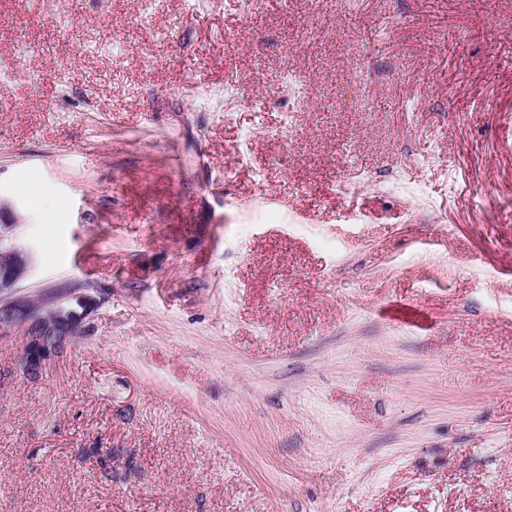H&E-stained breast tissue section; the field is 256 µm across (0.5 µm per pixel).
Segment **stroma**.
<instances>
[{"instance_id": "1", "label": "stroma", "mask_w": 512, "mask_h": 512, "mask_svg": "<svg viewBox=\"0 0 512 512\" xmlns=\"http://www.w3.org/2000/svg\"><path fill=\"white\" fill-rule=\"evenodd\" d=\"M0 198V512H512V0H0ZM8 202L0 201V336H21L23 371L39 377L67 341L77 336L100 305V298L78 288L37 299L20 294L19 282L34 265L33 252L16 243Z\"/></svg>"}]
</instances>
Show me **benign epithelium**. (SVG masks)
Here are the masks:
<instances>
[{
  "label": "benign epithelium",
  "mask_w": 512,
  "mask_h": 512,
  "mask_svg": "<svg viewBox=\"0 0 512 512\" xmlns=\"http://www.w3.org/2000/svg\"><path fill=\"white\" fill-rule=\"evenodd\" d=\"M11 216V205L0 201V336L22 337L23 371L36 378L85 329L101 300L78 288L37 299L19 293L18 284L34 261L33 252L14 240Z\"/></svg>",
  "instance_id": "benign-epithelium-1"
}]
</instances>
